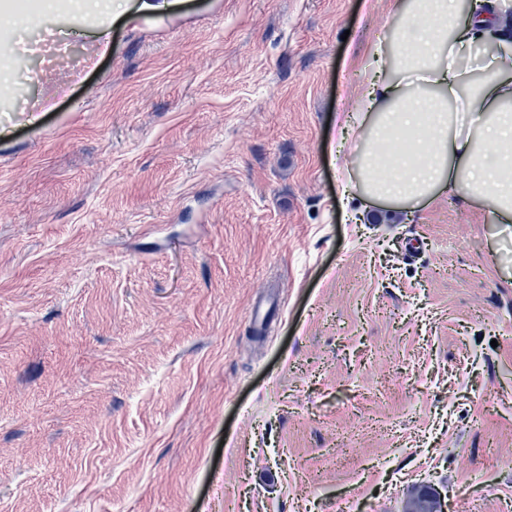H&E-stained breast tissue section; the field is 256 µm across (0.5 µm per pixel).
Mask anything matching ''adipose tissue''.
<instances>
[{
    "instance_id": "adipose-tissue-1",
    "label": "adipose tissue",
    "mask_w": 512,
    "mask_h": 512,
    "mask_svg": "<svg viewBox=\"0 0 512 512\" xmlns=\"http://www.w3.org/2000/svg\"><path fill=\"white\" fill-rule=\"evenodd\" d=\"M100 17L95 40L110 47L112 25L171 11L177 0H36L37 13L62 3ZM391 14L415 21L391 40L365 42L345 64L361 78L336 116L354 151L338 152L344 209L366 216L425 209L442 196L485 209L512 229V0H389ZM484 45L480 75L458 64Z\"/></svg>"
}]
</instances>
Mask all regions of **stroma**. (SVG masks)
Masks as SVG:
<instances>
[{
  "label": "stroma",
  "mask_w": 512,
  "mask_h": 512,
  "mask_svg": "<svg viewBox=\"0 0 512 512\" xmlns=\"http://www.w3.org/2000/svg\"><path fill=\"white\" fill-rule=\"evenodd\" d=\"M96 24L0 36V512H512V235L338 197L386 0Z\"/></svg>",
  "instance_id": "35a3bbf8"
}]
</instances>
